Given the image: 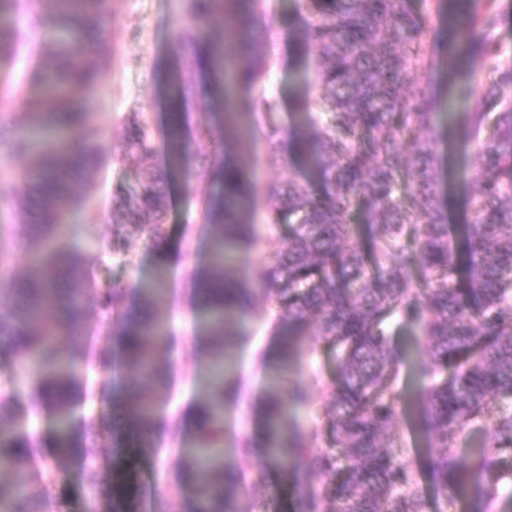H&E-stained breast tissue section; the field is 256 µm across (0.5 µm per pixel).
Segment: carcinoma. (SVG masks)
<instances>
[{
	"label": "carcinoma",
	"instance_id": "1",
	"mask_svg": "<svg viewBox=\"0 0 512 512\" xmlns=\"http://www.w3.org/2000/svg\"><path fill=\"white\" fill-rule=\"evenodd\" d=\"M314 19L305 41L311 84L297 98L299 112L320 118L317 143L306 132L269 136L280 156L315 151L326 183L322 195L307 185L269 183L270 223L289 226L288 246L268 257L256 279L283 309L293 330L278 338L270 388L256 408V426L235 445L241 457L253 449L264 456L250 476L236 469L224 448V411L238 392L230 372L233 348L245 340L230 327L246 312L250 289L232 284L236 267L230 251H248L257 242L254 225L243 224L256 184L235 162L224 159L206 173L223 193L202 204L203 223L217 229L210 240L209 269L196 281L203 324L198 350L205 360L204 396L194 407L199 433L195 452L176 459L164 491H181L184 473L198 475L192 512H233L242 493L266 505L265 471L294 474V512H426L414 478L413 460L398 432L404 394L398 386L402 359L384 326L397 316L423 326L432 383L426 394L425 423L429 469L437 492L467 495L481 512H494L500 484L512 481V48L496 37L495 0H462L448 26L465 56L489 75L476 109L467 116L469 134L481 139V166L468 200V217L449 244L447 207L439 193L435 102L411 77L440 61L427 41L445 0L426 8L412 0H298ZM103 0H44L30 27L55 34L42 46L40 67L27 80L25 109L0 124V157L31 158L13 198L19 224L13 237L41 247L26 275L0 281V351L22 369L23 389L0 395V512H45L59 481L57 461L78 454L85 461L83 483L90 492L86 512H98L105 482L94 462L107 422L85 415L92 395L111 399L112 375L132 371L168 380L162 352L175 343L162 314L166 278L158 272L145 288H102L97 309L123 317L118 350L90 358L85 347H64L77 337L91 288L87 254L65 240L72 183L95 167L98 148L54 139L74 138L88 121L80 103L108 66L113 48L102 25ZM190 14L206 26L231 22L229 41L220 46L204 35L188 54L176 55L168 111L170 148L184 151L178 119L196 93L190 76L216 71L217 60H232V82L246 92L263 76L258 50L262 21L246 0H189ZM21 34L0 29V58L11 54ZM410 146L404 155L398 143ZM155 145L132 118L122 160L141 170L116 198L124 223L140 226L148 243L168 239L165 186L169 173L145 166ZM332 349L336 379L323 390L325 428L304 435L288 423V411L309 402L298 389L283 393L281 379L300 354L305 325ZM104 375L88 385L85 366ZM126 434L139 448L165 440L175 417L160 412L139 382L124 384ZM51 417L53 454L33 441V413ZM485 422L488 433L476 456L458 448L464 435Z\"/></svg>",
	"mask_w": 512,
	"mask_h": 512
}]
</instances>
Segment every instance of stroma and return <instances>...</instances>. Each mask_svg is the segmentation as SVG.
<instances>
[{
  "label": "stroma",
  "instance_id": "1",
  "mask_svg": "<svg viewBox=\"0 0 512 512\" xmlns=\"http://www.w3.org/2000/svg\"><path fill=\"white\" fill-rule=\"evenodd\" d=\"M186 5L187 0H105L104 31L112 39L114 53L109 69L100 76L86 99L91 119L84 130L85 138L99 147L102 159L89 181L76 186L70 215L76 229L73 242L93 256L91 271L99 287L135 288L149 284L158 268H166L168 272L171 297L166 314L177 336L176 345L163 355L169 383L164 386L146 378L142 384L160 399L161 411L177 414L181 425L157 452L149 448L119 449L117 440L109 433L102 437L99 447L98 463L108 476L102 492L104 503H111L118 496L134 502L133 512H189L195 500V482L190 478L185 479L178 495L164 492V464L193 448L194 431L185 419L203 393L202 386L192 380L193 375L204 372L193 318L192 282L207 262L210 240L206 225L200 222L199 203L214 196L217 188L202 173V165L213 157L215 145L200 140L197 132L203 127L217 131L224 127L225 114L213 98L198 96L184 115L186 157L169 181L167 245L161 250L146 246L131 226L127 232L135 237L132 254L118 258L109 251L117 219L115 189L135 179L134 172L120 160L129 119L138 118L151 135L156 145L152 165L164 169L169 163L168 81L174 38L176 33L195 27L186 14ZM257 9L267 24L260 48L270 68L253 87L250 97L258 102L272 99L277 106L271 112L260 108L250 112L247 122L252 134L246 140L233 141L230 154L249 177L262 182L297 180L312 190H320L321 183L311 174L306 158L274 157L266 140L270 127L284 131L299 121L293 111V99L303 87L305 67L294 49L303 43L312 19L298 9L297 0H257ZM460 69V75L453 79L444 70L414 77L416 83L429 87L440 103L438 122L444 140L439 146L437 176L448 207V221L452 224L466 219V199L478 170V147L472 142L463 143L462 124L480 90L466 77L468 64H461ZM24 165L21 159L0 161V249L9 252V272L13 275L29 269L26 246L15 243L10 234L12 224L17 221L12 188L18 170ZM269 206L266 196L259 192L243 213L244 221L255 225L259 240L252 250L243 254L238 281L254 292L255 303L242 321L234 325L248 342L236 352L239 398L225 410L224 446L228 449L232 448L236 436L252 430L249 414L266 390V358L274 348L270 325L275 322L280 330L288 328L287 321L278 318L277 304L255 279V271L263 260L288 243L287 225L269 223ZM387 330L396 350L412 354L411 362L402 367L403 386L414 395H421L428 384L427 378L421 375L422 367L428 363L421 329L403 326L395 319ZM335 375L333 353L315 334H308L301 357L287 373L289 386H301L310 396L309 405L293 409L289 414L290 423L297 429L323 426L322 390ZM399 433L414 461L416 480L427 500V512H471V501L447 499L436 492L429 471L427 436L421 414L403 413ZM83 465L78 457L60 462V479L48 501L49 512H85L88 493L81 478Z\"/></svg>",
  "mask_w": 512,
  "mask_h": 512
}]
</instances>
